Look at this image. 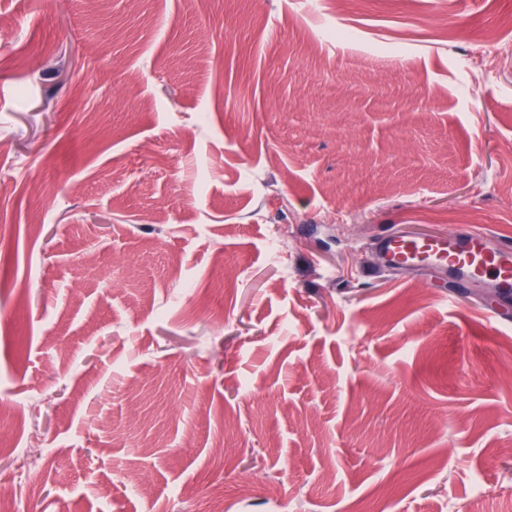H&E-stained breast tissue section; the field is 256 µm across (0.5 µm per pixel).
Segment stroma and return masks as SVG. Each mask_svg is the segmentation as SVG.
Segmentation results:
<instances>
[{"instance_id": "1", "label": "stroma", "mask_w": 512, "mask_h": 512, "mask_svg": "<svg viewBox=\"0 0 512 512\" xmlns=\"http://www.w3.org/2000/svg\"><path fill=\"white\" fill-rule=\"evenodd\" d=\"M508 14L0 0L11 512H512ZM378 259L394 269L436 267L459 281L480 279L488 269L498 273L497 288L512 294V247L477 230L459 229L437 239H416L398 233L375 243Z\"/></svg>"}]
</instances>
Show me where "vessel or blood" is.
<instances>
[{"label":"vessel or blood","mask_w":512,"mask_h":512,"mask_svg":"<svg viewBox=\"0 0 512 512\" xmlns=\"http://www.w3.org/2000/svg\"><path fill=\"white\" fill-rule=\"evenodd\" d=\"M375 251L382 264L394 269L435 267L460 281L482 278L488 269L498 273L497 287L512 294V247L493 241L485 232L459 229L437 239H416L397 233L380 237Z\"/></svg>","instance_id":"1"}]
</instances>
